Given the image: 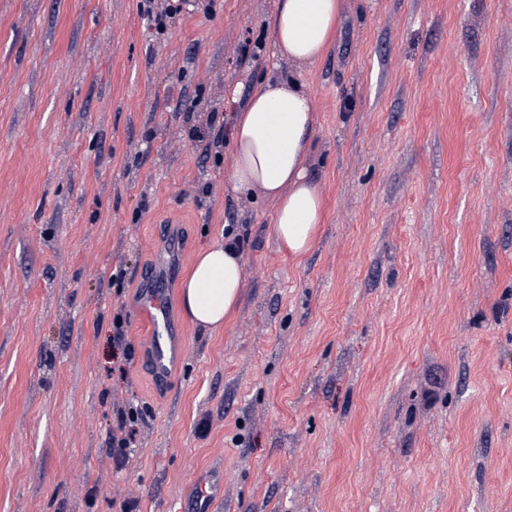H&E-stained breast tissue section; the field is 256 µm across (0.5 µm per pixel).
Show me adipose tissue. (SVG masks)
I'll return each instance as SVG.
<instances>
[{
	"instance_id": "ef3b65f1",
	"label": "adipose tissue",
	"mask_w": 512,
	"mask_h": 512,
	"mask_svg": "<svg viewBox=\"0 0 512 512\" xmlns=\"http://www.w3.org/2000/svg\"><path fill=\"white\" fill-rule=\"evenodd\" d=\"M339 6V0H279L272 36L280 55L299 67L314 64L336 26ZM315 121L311 96L288 77L256 85L233 128L230 188L274 203V235L297 257L313 247L322 222V190L307 175ZM243 286L235 242L203 248L182 284L183 308L198 326L218 330L239 304Z\"/></svg>"
}]
</instances>
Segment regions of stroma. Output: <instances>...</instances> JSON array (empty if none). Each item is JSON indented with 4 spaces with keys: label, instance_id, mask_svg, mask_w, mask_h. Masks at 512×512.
I'll use <instances>...</instances> for the list:
<instances>
[{
    "label": "stroma",
    "instance_id": "1",
    "mask_svg": "<svg viewBox=\"0 0 512 512\" xmlns=\"http://www.w3.org/2000/svg\"><path fill=\"white\" fill-rule=\"evenodd\" d=\"M141 3L0 0V512H188L210 468L208 512H512V0H340L304 67L278 0L161 31ZM288 75L324 196L299 258L228 182L236 113ZM229 225L244 290L210 333L180 287ZM147 288L143 297V306L150 312L151 365L157 374H163L171 362L172 328L167 314L165 295L161 288ZM135 412L132 408L126 413L125 411H120L119 413V428L123 434L121 438L113 437L112 438V456L115 459V461L120 464L123 463L126 458V450L130 444V440H132L133 431H128L126 433L125 429L127 426V420H129V423H135ZM129 424V426H131Z\"/></svg>",
    "mask_w": 512,
    "mask_h": 512
}]
</instances>
